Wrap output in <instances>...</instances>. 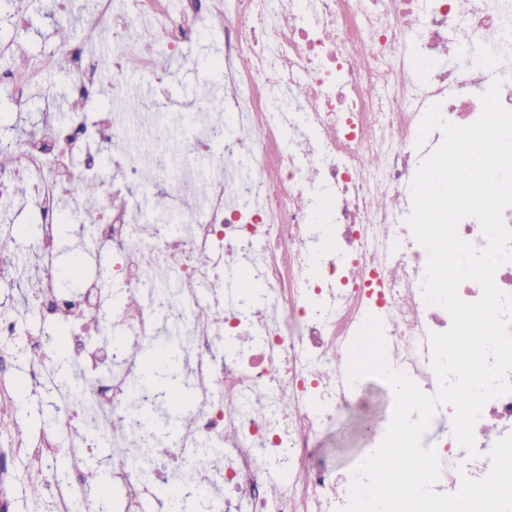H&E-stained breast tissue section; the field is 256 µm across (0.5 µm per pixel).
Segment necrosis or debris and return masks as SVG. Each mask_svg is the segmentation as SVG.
<instances>
[{"label": "necrosis or debris", "mask_w": 512, "mask_h": 512, "mask_svg": "<svg viewBox=\"0 0 512 512\" xmlns=\"http://www.w3.org/2000/svg\"><path fill=\"white\" fill-rule=\"evenodd\" d=\"M133 12L114 15L101 0L89 26L111 33V64H104L82 41L68 43L28 71L0 76V97L17 111L28 106L29 89L46 68L71 76L70 92L80 100L108 89L113 105L99 121L71 113L57 122L44 113L38 127L14 139L23 165H0V238H14L13 207L33 203L42 222L27 239L38 264L24 276L17 252L0 253V397L16 402L21 417L18 444L39 456L63 457L69 472L56 485L57 512H69L75 483L83 478L85 449L110 436L112 427L141 426L146 406L158 394L147 383L127 348L155 349L163 324L183 336L192 354L191 409L160 446L119 444L100 464L125 496L124 512H171L166 470L178 472L180 497L199 500L206 512H235L248 499L254 512H336L346 504L351 475L319 462L318 441L339 416L365 396L346 383L347 368L337 354L348 348L367 316L381 319L387 350L427 394L438 390L431 366V334L447 331L449 314L428 305L422 292L427 252L407 225L412 211L411 183L423 159L440 144L432 131L419 139L426 110L440 104L443 117L457 125L475 122L480 96L501 79L500 100L512 109V71L485 59L484 42L512 46V0H236L225 14L223 0H184L169 12L162 0H138ZM208 10L220 20L228 80L248 94L232 116L255 144L253 167L240 184V201H228L234 176L212 147L226 154L241 147L226 139L204 105L209 92L193 100L184 126H176L166 102L139 104L127 78L136 63L141 79L161 82L153 51L172 55L197 38L196 18ZM294 16L281 29L282 15ZM139 28L141 45L129 48L124 35ZM467 30L473 46L458 38ZM415 37L419 79L405 77L396 51L400 33ZM306 85L312 109L274 110L275 97L290 96ZM112 144L118 180L106 188L120 201L97 214L88 247L112 249L106 278L82 279L78 290L64 291L56 264L61 199L85 213L80 188L97 181L98 146ZM377 157L376 168L364 159ZM153 166L154 181L167 189L153 220H146L129 187L142 169ZM327 193L324 221L334 231L335 252H313L311 204ZM401 196L399 208L379 206L387 193ZM193 195V210L177 202ZM153 253L157 266L144 265ZM246 260L265 296L222 320L202 317L195 284L218 287L224 266ZM323 276H315L314 265ZM119 282L138 298L135 307L113 310L105 279ZM21 290L24 306L12 305ZM72 324L70 360L88 371L107 369L104 383L83 388L80 381L58 385L55 350L49 337H27L28 365L23 377L9 375L10 344L23 322ZM119 335L109 344L108 334ZM234 342V353L220 352L216 336ZM48 387L55 419L37 437L24 422L34 405L27 386ZM453 409L440 405L437 455L439 493L453 494L463 478L480 480L491 469L489 450L512 435V394L490 400L474 434L476 457L458 448L452 433ZM288 472V490L269 504L271 471ZM87 505L98 491L83 487Z\"/></svg>", "instance_id": "1"}]
</instances>
